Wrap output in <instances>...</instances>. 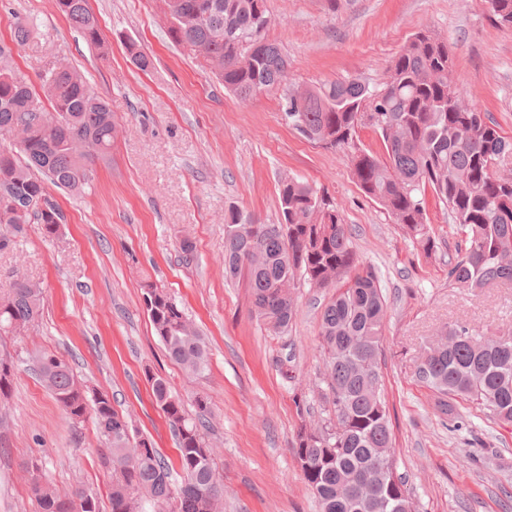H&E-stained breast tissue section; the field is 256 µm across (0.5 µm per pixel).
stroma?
<instances>
[{
    "label": "stroma",
    "instance_id": "35a3bbf8",
    "mask_svg": "<svg viewBox=\"0 0 512 512\" xmlns=\"http://www.w3.org/2000/svg\"><path fill=\"white\" fill-rule=\"evenodd\" d=\"M104 44L88 45L54 0H0V43L18 19L40 27L14 54L32 85L64 61L111 106L117 132L108 158L89 167L85 192L48 187L64 215L59 232L0 225V290L15 275L40 282L42 315L26 335L0 340L13 362L0 398V512H38L25 466L38 463L59 490L82 489L109 512L112 472L99 461L92 419L69 418L40 380L35 358L67 361L89 389L107 393L135 434L152 440L180 483L173 433L152 394L164 378L187 413L207 397L206 439L224 482V512H319L292 444L302 424L322 423L320 313L332 289L296 282L298 315L283 334L252 312L246 279L224 274L229 208L262 223L279 219L278 180L321 190L347 224L361 267H373L388 311L381 374L394 459L416 512H512V428L473 402L457 404L467 429L453 431L416 379L424 350L453 323L512 336V284L472 292L448 280L454 234L447 210L428 201L437 249L425 254L402 225L366 197L350 152L325 148L288 125L279 96L243 101L187 48L174 44L161 0H89ZM267 36L288 53V82L317 87L359 79L382 86L417 31L447 41L453 79L471 106L512 138V31L490 19L485 0H266ZM153 63L140 70L127 42ZM193 244L184 253L183 240ZM165 288L209 346L207 368L170 360L145 312V284Z\"/></svg>",
    "mask_w": 512,
    "mask_h": 512
}]
</instances>
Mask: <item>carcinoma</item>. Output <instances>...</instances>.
Returning <instances> with one entry per match:
<instances>
[{
    "label": "carcinoma",
    "mask_w": 512,
    "mask_h": 512,
    "mask_svg": "<svg viewBox=\"0 0 512 512\" xmlns=\"http://www.w3.org/2000/svg\"><path fill=\"white\" fill-rule=\"evenodd\" d=\"M171 25L169 38L196 55L242 100L282 92L284 115L310 141L352 148L353 175L362 192L378 201L426 253L437 242L423 195L431 189L448 210L461 238L448 258V280L478 289L512 284V177L496 174L498 160L512 155V139L486 114L453 98V59L448 43L421 30L412 35L377 89L352 79L301 90L284 88L288 55L264 36L243 59L255 20L268 15L265 0H162ZM490 16L512 30V0H488ZM58 12L92 45L104 42L89 0H55ZM11 49L0 46V224L20 232L36 222L48 236L64 216L47 197L46 183L79 194L88 181L87 164L112 149L115 123L108 100L85 76L61 63L35 91L9 65ZM380 121H363L366 107ZM378 135L383 155L356 146V128ZM280 220L263 224L252 214L229 210L224 227V269L245 274L256 317L274 332L288 330L297 315L290 288L303 279L336 292L323 309L319 336L324 355L322 382L333 417L298 431L293 448L304 462L302 476L321 512H404L411 496L397 473L389 411L382 388L380 356L386 299L376 273L358 267L348 228L320 191L295 177L278 185ZM43 288L23 276L0 293V333L40 315ZM147 315L168 357L186 371L208 365L209 347L199 330L185 325L184 311L166 291ZM445 348H427L417 380L432 389L435 406L450 428H458L456 402L484 406L494 421L512 426V336H485L455 323L443 332ZM12 364L0 353V396L11 387ZM44 385L73 420L92 413L105 448L103 466L112 468L111 512H125L134 498L152 512H214L224 496L213 455H204L203 427L208 399L195 400L186 415L167 381L151 378L152 393L178 443L182 482L170 483L168 462L147 438L133 439L126 416L108 394L86 396L68 363L54 354L37 359ZM39 512H99L90 494L64 501L44 481L32 487Z\"/></svg>",
    "instance_id": "1"
}]
</instances>
